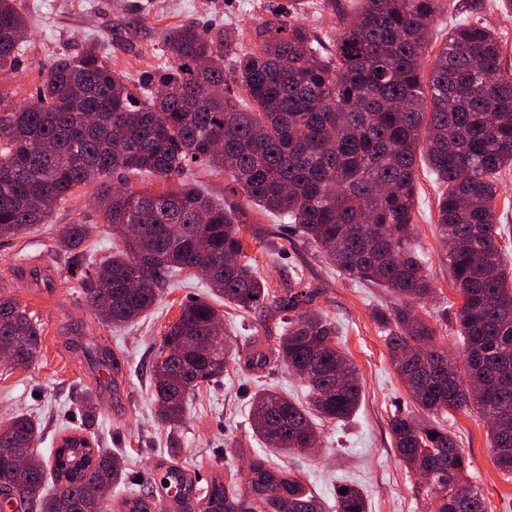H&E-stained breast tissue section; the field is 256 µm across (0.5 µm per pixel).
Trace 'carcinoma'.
I'll use <instances>...</instances> for the list:
<instances>
[{"instance_id":"carcinoma-1","label":"carcinoma","mask_w":512,"mask_h":512,"mask_svg":"<svg viewBox=\"0 0 512 512\" xmlns=\"http://www.w3.org/2000/svg\"><path fill=\"white\" fill-rule=\"evenodd\" d=\"M336 16L333 49L308 29L262 20L250 45L236 29L185 23L162 32L168 69L136 84L112 70L95 46L55 59L36 100L14 105L0 94V238L49 222L51 205L97 184L103 223L122 240L80 288L112 326L148 312L183 272H207L210 294L241 310L282 314L273 345L249 353L256 368L287 366L308 384L309 403L272 388L249 405L253 436L287 454L318 440V417L349 419L360 401L359 374L337 341L336 325L305 306L300 284L270 294L244 250L241 217L202 193L191 165L224 173L232 190L297 225L305 240L345 276L381 286L397 303L379 315L400 379L417 413L395 414L398 456L427 472L434 512H487L465 475L467 459L439 422L451 411L485 418L494 465L512 473V268L504 264L496 203L499 176L512 166V74L498 37L478 23L453 25L431 64L428 34L448 0H322ZM28 34L16 0H0V69ZM425 162L445 189L437 226L461 298L455 314L462 360L435 343L419 316L433 294L427 261L413 243L416 166ZM148 172L169 183L155 193L104 182L110 173ZM91 231L71 224L57 239L71 264ZM221 317L205 299L180 306L151 362L158 421L173 430L202 384L224 378L241 349L211 329ZM23 338L24 343L16 340ZM86 359L117 366L112 352L82 345ZM37 319L0 294V360L27 367L40 354ZM438 436H432V433ZM38 425L25 415L0 425V506L18 512H103L94 492L127 478L119 454L95 453L71 436L46 459L20 470ZM56 489L44 493L47 474ZM148 484L177 512H322L302 476L255 455L244 479L212 480L203 494L190 470L171 459ZM337 512H366L362 491L344 486ZM152 494L134 489L126 512H151Z\"/></svg>"}]
</instances>
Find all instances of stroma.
<instances>
[{
	"label": "stroma",
	"mask_w": 512,
	"mask_h": 512,
	"mask_svg": "<svg viewBox=\"0 0 512 512\" xmlns=\"http://www.w3.org/2000/svg\"><path fill=\"white\" fill-rule=\"evenodd\" d=\"M27 17L28 35L14 64L0 71V95L13 103L32 101L42 81L41 70L61 55H76L91 43L108 56L113 70L130 82L145 72H161L169 57L160 43L163 30L194 22L203 26H237L250 34L259 20L289 11L291 0H19ZM468 20L494 30L503 40V65L512 71V9L501 0H448V12L430 34V52H437L449 27ZM193 178L216 202L243 213L244 250L256 262L272 294L282 295L295 280L315 289L312 309L323 312L338 328V338L361 379L358 411L345 423L319 426V449L313 454L282 457L300 473L308 490L320 497L326 512H336V488L359 487L367 512H433L415 473L401 462L390 431L394 414L414 413L408 392L390 358L376 311L391 308L394 296L384 288L342 276L334 261L304 240L294 225L269 214L226 186L221 173L204 167ZM416 237L428 258L435 297L422 317L437 330L436 342L449 355L461 354L454 313L461 305L448 256L437 230L438 197L442 191L426 166H418ZM95 186L80 188L57 203L48 223L0 239V284L38 318L41 352L28 367L0 362V423L19 413L39 424V456H49L58 441L76 434L93 447L121 452L128 458L132 481H145L170 448L179 462L202 481L213 476L243 477L246 462L263 447L252 436L248 405L252 394L269 387L288 398L305 400L308 387L283 366L255 369L247 363L230 366L224 378L193 396L182 426L169 430L154 418L155 389L149 373L154 351L180 304L209 298L205 278L185 273L160 295L147 316L126 327L102 323L85 303L80 280L84 266L69 265L56 239L70 224H88L92 231L82 249L87 264L112 251V229L95 206ZM226 336L243 348L266 343L276 318L266 311L241 313L220 306ZM83 335L110 348L117 370H96L67 345ZM92 398L98 420L85 427L80 412ZM468 459V477L487 504V512H512V477L493 463L487 427L477 414L454 413L447 422Z\"/></svg>",
	"instance_id": "35a3bbf8"
}]
</instances>
